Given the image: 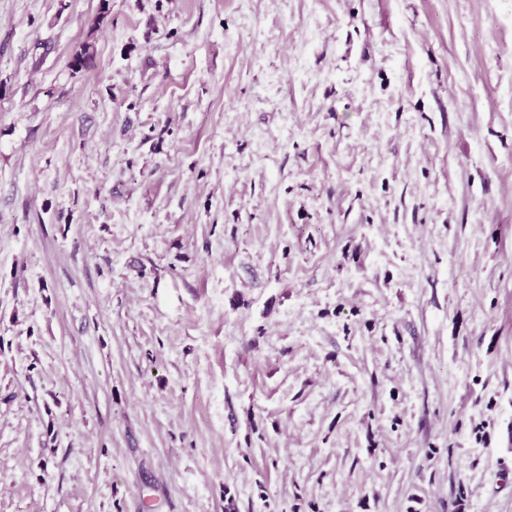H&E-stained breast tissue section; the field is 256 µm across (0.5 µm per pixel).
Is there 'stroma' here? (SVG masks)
<instances>
[{
  "mask_svg": "<svg viewBox=\"0 0 512 512\" xmlns=\"http://www.w3.org/2000/svg\"><path fill=\"white\" fill-rule=\"evenodd\" d=\"M230 504L512 512V0H0V512Z\"/></svg>",
  "mask_w": 512,
  "mask_h": 512,
  "instance_id": "obj_1",
  "label": "stroma"
}]
</instances>
